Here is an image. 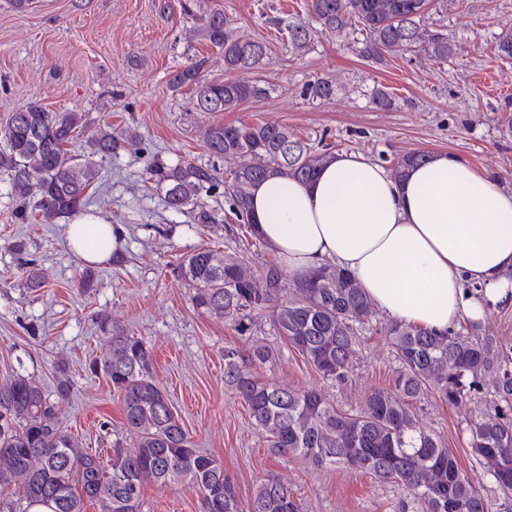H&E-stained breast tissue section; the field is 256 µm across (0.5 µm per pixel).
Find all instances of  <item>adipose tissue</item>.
Masks as SVG:
<instances>
[{
    "instance_id": "1",
    "label": "adipose tissue",
    "mask_w": 512,
    "mask_h": 512,
    "mask_svg": "<svg viewBox=\"0 0 512 512\" xmlns=\"http://www.w3.org/2000/svg\"><path fill=\"white\" fill-rule=\"evenodd\" d=\"M250 211L290 278L344 268L394 320L444 333L512 305V191L458 155L434 154L397 177L363 154L336 153L307 182L269 174ZM119 238L90 215L67 226L70 249L91 264Z\"/></svg>"
}]
</instances>
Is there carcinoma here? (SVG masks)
<instances>
[{
    "instance_id": "carcinoma-1",
    "label": "carcinoma",
    "mask_w": 512,
    "mask_h": 512,
    "mask_svg": "<svg viewBox=\"0 0 512 512\" xmlns=\"http://www.w3.org/2000/svg\"><path fill=\"white\" fill-rule=\"evenodd\" d=\"M431 0H308L322 30L338 37L359 31V53L382 63L390 55L414 53L446 62L454 44L442 29L421 25ZM203 38L224 52V72L260 71L270 47L264 39L237 32L224 12L200 17ZM292 52L303 53L311 40L303 26L288 28ZM200 58L177 71L171 87L194 91L197 112H232L263 98L260 81L205 82ZM336 83L318 77L305 93L319 100L336 96ZM81 112H50L31 103L11 112L0 129V174L18 224L37 218L52 224L91 204L89 189L101 180L99 161L120 150H136L137 132H112L105 121L83 144H77ZM209 157L224 159L219 170L210 162L182 159L152 162L147 182L163 192L167 210L187 211L196 224H214L218 212L206 198L217 190L229 204L235 223L248 232L233 254L199 248L176 265V275L194 290V306L233 325L241 336L252 332L254 317H269L278 336L332 385L351 382L361 345L360 333L372 316V304L345 270L327 266L309 279L288 280L278 264L257 269L248 253L253 220L248 202L252 188L277 171L302 181L315 177L331 155L318 151L286 124H214L204 132ZM431 153L413 150L393 162L402 175ZM108 351L89 363L92 373L109 380L122 404L124 427L133 437L126 447L113 444L108 462L74 440L63 426L69 402L68 381L57 383L50 399L41 384L16 373L0 381V512H29L43 505L50 512H84L94 500L100 512H142L149 483L186 481L200 495L199 512H240L235 484L216 457L195 448L189 432L174 415L166 394L152 376V352L143 339L98 317ZM475 323L437 335L416 324L391 321L384 327L396 367L392 382L374 387L356 408L344 409L317 389H293L259 380L256 364L271 363L277 352L253 343L224 346V387L247 406L268 447L281 457H295L314 469L352 467L402 493L399 512H494L477 474L459 465L441 436L420 423L417 404L433 394L464 409L490 398L488 411L467 420L469 448L503 497L512 500V344L476 334ZM249 512H300L292 489L270 477L254 490Z\"/></svg>"
}]
</instances>
